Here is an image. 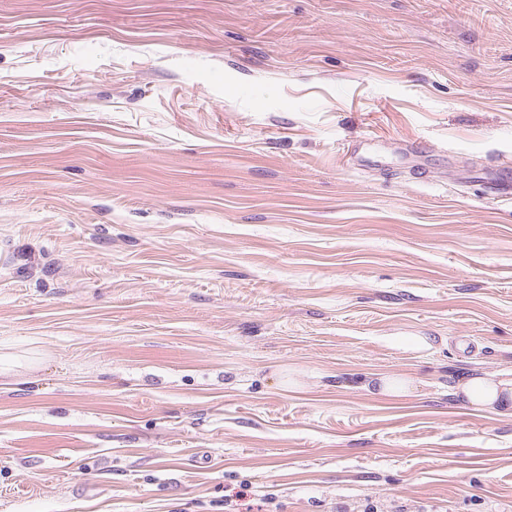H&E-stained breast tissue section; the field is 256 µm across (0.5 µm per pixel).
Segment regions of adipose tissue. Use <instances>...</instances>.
Here are the masks:
<instances>
[{"label": "adipose tissue", "mask_w": 512, "mask_h": 512, "mask_svg": "<svg viewBox=\"0 0 512 512\" xmlns=\"http://www.w3.org/2000/svg\"><path fill=\"white\" fill-rule=\"evenodd\" d=\"M449 394L474 409L512 419V372L480 371L460 376L450 385Z\"/></svg>", "instance_id": "1"}]
</instances>
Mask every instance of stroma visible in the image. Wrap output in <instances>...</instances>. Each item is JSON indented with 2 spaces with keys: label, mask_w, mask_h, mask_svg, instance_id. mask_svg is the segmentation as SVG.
<instances>
[{
  "label": "stroma",
  "mask_w": 512,
  "mask_h": 512,
  "mask_svg": "<svg viewBox=\"0 0 512 512\" xmlns=\"http://www.w3.org/2000/svg\"><path fill=\"white\" fill-rule=\"evenodd\" d=\"M505 169L512 0H0V512H512ZM450 397L498 418L512 419V371L508 374L473 372L455 379Z\"/></svg>",
  "instance_id": "obj_1"
}]
</instances>
